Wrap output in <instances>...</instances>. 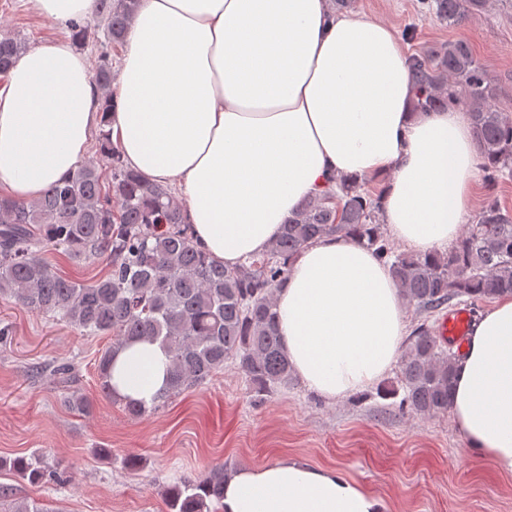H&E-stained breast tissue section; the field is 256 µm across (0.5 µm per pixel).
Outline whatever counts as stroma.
I'll use <instances>...</instances> for the list:
<instances>
[{"instance_id": "35a3bbf8", "label": "stroma", "mask_w": 512, "mask_h": 512, "mask_svg": "<svg viewBox=\"0 0 512 512\" xmlns=\"http://www.w3.org/2000/svg\"><path fill=\"white\" fill-rule=\"evenodd\" d=\"M350 9L386 24L410 54L466 40L492 104L512 111V0H492L458 27L424 15L420 0H351ZM69 36L68 26L41 17L27 0H0V38L29 50ZM43 256L75 281L111 269L106 254L85 261L49 247ZM4 325L11 334L0 340V458L39 457L56 473L34 485L0 470V488L10 496L39 499L57 512H168L163 492L170 484L290 455L340 467L383 497L389 512H512V477L473 457L451 414L403 410L396 373L335 402L295 378L259 400L228 360L204 385L133 418L99 387L95 360L111 337L80 334L2 294ZM62 362L75 365L89 412L65 404V390L46 380ZM100 446L109 458L97 455ZM133 456L142 468L127 467Z\"/></svg>"}]
</instances>
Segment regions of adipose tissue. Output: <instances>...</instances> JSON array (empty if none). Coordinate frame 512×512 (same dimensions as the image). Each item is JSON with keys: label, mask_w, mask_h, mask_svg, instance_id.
Segmentation results:
<instances>
[{"label": "adipose tissue", "mask_w": 512, "mask_h": 512, "mask_svg": "<svg viewBox=\"0 0 512 512\" xmlns=\"http://www.w3.org/2000/svg\"><path fill=\"white\" fill-rule=\"evenodd\" d=\"M415 97L394 32L329 0H140L110 108L71 41L16 58L0 87V193L39 198L102 126L131 170L180 191L194 246L225 266L265 253L336 174L379 181L389 235L428 254L458 240L482 159L463 108L415 112ZM274 298L283 351L319 396L372 388L397 363L404 300L354 237L308 243ZM455 367L459 435L512 476V295L480 313ZM169 373L160 343L130 342L112 357V397L152 406ZM219 512L388 510L342 469L283 456L225 476Z\"/></svg>", "instance_id": "1"}]
</instances>
